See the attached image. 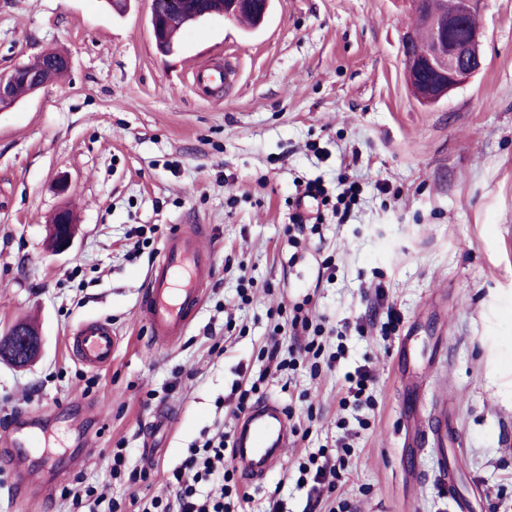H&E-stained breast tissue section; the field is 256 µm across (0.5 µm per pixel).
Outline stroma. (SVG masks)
Returning <instances> with one entry per match:
<instances>
[{
    "label": "stroma",
    "mask_w": 512,
    "mask_h": 512,
    "mask_svg": "<svg viewBox=\"0 0 512 512\" xmlns=\"http://www.w3.org/2000/svg\"><path fill=\"white\" fill-rule=\"evenodd\" d=\"M151 0H0V72L41 52L70 57L65 78L0 112V333L26 322L37 356L0 360V448L18 409L54 454L50 494L0 473V512H72L63 488L109 485L171 498L168 471L216 427L235 431V388L262 379L294 436L239 512H512V0H485V66L434 106L406 84V0H275L243 34L214 16L172 51L154 44ZM235 71L216 97L192 68ZM359 195L344 221L331 207L306 241L289 239L297 193L339 179ZM389 192H379L376 180ZM73 210L69 249L50 243L53 214ZM180 224H205L211 286L186 334L153 342L135 309L143 280ZM254 281L241 301L238 267ZM311 298L334 369L297 363L269 376L261 350L311 332L278 328V307ZM102 318L118 338L110 366L74 360L66 338ZM371 372L365 398L341 379ZM168 427L153 429L164 408ZM115 448L151 455L129 487L110 479ZM343 459L340 479L308 507L300 469ZM453 471V490L439 481Z\"/></svg>",
    "instance_id": "1"
}]
</instances>
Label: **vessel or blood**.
I'll list each match as a JSON object with an SVG mask.
<instances>
[{"label":"vessel or blood","instance_id":"b4317fda","mask_svg":"<svg viewBox=\"0 0 512 512\" xmlns=\"http://www.w3.org/2000/svg\"><path fill=\"white\" fill-rule=\"evenodd\" d=\"M230 79V71L218 65L192 73V85L202 94ZM206 232L201 224L181 226L166 240L160 258L146 275L136 316L149 326L160 345H173L187 332L208 290L213 254L200 245ZM117 343L110 324L100 319L79 323L67 338L71 355L94 370L111 365ZM289 441V420L279 404L271 399L256 403L240 420L235 437V462L243 484L261 482ZM39 446L36 436L14 439L11 448L0 450V467L20 468L26 455Z\"/></svg>","mask_w":512,"mask_h":512}]
</instances>
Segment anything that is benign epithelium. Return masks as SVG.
I'll return each mask as SVG.
<instances>
[{"label":"benign epithelium","mask_w":512,"mask_h":512,"mask_svg":"<svg viewBox=\"0 0 512 512\" xmlns=\"http://www.w3.org/2000/svg\"><path fill=\"white\" fill-rule=\"evenodd\" d=\"M483 3L484 0H454L451 11L430 15L431 31L435 36L447 40V52L444 54L437 55L428 50L421 56L415 55L412 51L414 33L409 30L404 32L402 49L406 79L412 82L420 74L430 70L446 77V81L439 84H419L416 96L421 101L429 105L438 103L482 69L484 31L480 24V15ZM267 4L269 0H225L224 17L232 19L242 11L257 10L264 13ZM207 15L208 11L197 8L195 0L191 2L190 8L169 15L165 24L170 35L159 34L162 50H171L176 43L177 34L185 26ZM21 75L25 77V82L30 84L31 91L34 92L41 87L38 75L27 69L24 63L4 75L0 74V111L14 106V86ZM37 347V334L22 327L0 336V357H6L18 364L27 362Z\"/></svg>","instance_id":"1"}]
</instances>
